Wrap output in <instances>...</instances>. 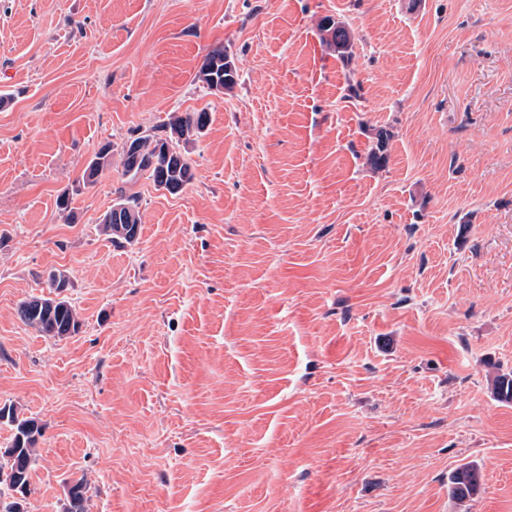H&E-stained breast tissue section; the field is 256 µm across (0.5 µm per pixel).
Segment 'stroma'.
<instances>
[{"label": "stroma", "instance_id": "35a3bbf8", "mask_svg": "<svg viewBox=\"0 0 512 512\" xmlns=\"http://www.w3.org/2000/svg\"><path fill=\"white\" fill-rule=\"evenodd\" d=\"M198 111L189 185L125 180L129 139ZM55 268L64 340L17 314ZM510 370L512 0H0V406L42 427L0 500L61 512L82 476L88 512H512ZM323 31L328 35V42L336 49L343 60H349V49L351 48V33L341 23L333 19H327L323 24ZM228 58V55L224 53V49L211 51L199 71V81L205 84L208 89H211V81L215 77L218 82H222L224 89L232 88L236 83L237 70L233 62ZM224 60L227 61L224 62ZM224 89L217 87L215 84L213 86V90L216 92H222ZM119 194L121 200L103 215L100 224H102L103 232L109 236L111 241L131 245L137 241L132 238L137 237L138 203L135 198L126 196L123 190L119 191ZM123 224H125V230L129 236L124 233ZM481 469L476 465L463 464L448 477V495L458 505L474 496L481 485Z\"/></svg>", "mask_w": 512, "mask_h": 512}]
</instances>
